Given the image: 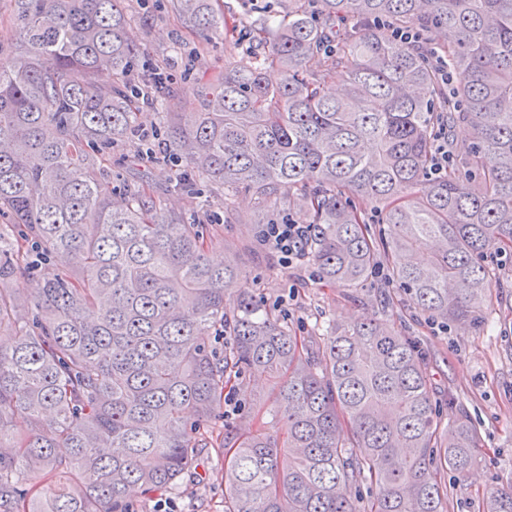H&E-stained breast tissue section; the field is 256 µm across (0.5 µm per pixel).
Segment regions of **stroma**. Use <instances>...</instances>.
Wrapping results in <instances>:
<instances>
[{
  "instance_id": "stroma-1",
  "label": "stroma",
  "mask_w": 512,
  "mask_h": 512,
  "mask_svg": "<svg viewBox=\"0 0 512 512\" xmlns=\"http://www.w3.org/2000/svg\"><path fill=\"white\" fill-rule=\"evenodd\" d=\"M232 37L223 43H204L202 35L185 29L172 0H126L131 32L144 49L131 78L141 81L161 64L177 74L171 84L181 112L190 111L186 93L194 83L212 82L225 64L254 52L249 34L259 9L254 0H220ZM159 197L160 215L176 210L190 216L200 204L217 214L219 241L207 256L212 263L234 257L249 271L253 293L266 309L279 315L297 335L323 332L338 323L377 316L389 327L419 345L432 378L433 400L442 424L465 415L475 425L479 462L465 479L446 476L449 512H482L486 490L512 486V260L498 256V283L479 326L441 325L414 303L410 295L389 284L387 275H372L354 288L322 283L311 259L285 268L263 244V225L289 218L305 224L309 214L299 203L273 208L242 190L225 198L223 189L200 187L198 193L170 191L161 169L151 174ZM139 512H224V466L210 452L205 479L163 499L131 496Z\"/></svg>"
}]
</instances>
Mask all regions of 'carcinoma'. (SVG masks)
<instances>
[{
  "label": "carcinoma",
  "mask_w": 512,
  "mask_h": 512,
  "mask_svg": "<svg viewBox=\"0 0 512 512\" xmlns=\"http://www.w3.org/2000/svg\"><path fill=\"white\" fill-rule=\"evenodd\" d=\"M9 2L21 51L0 47V512H138L129 487L166 495L213 446L225 512H448L444 473L466 476L478 436L465 417L440 427L408 338L375 317L297 336L240 263L206 260L210 218L158 221L146 189L105 187V154L139 133L142 97L122 77L142 48L124 0ZM173 7L224 39L214 0ZM375 18L424 29L457 75L450 90L427 49L383 38ZM254 37L260 56L191 87L195 111L164 113L163 141L185 161L173 186L245 187L273 205L300 190L324 283L357 286L384 255L433 317L482 322L488 258L512 251V0H288ZM266 63L283 67L279 84ZM335 70L339 97L323 89ZM105 71L120 81L98 82ZM148 80L165 104V70ZM445 117L472 150L430 181ZM51 258L61 267L38 295L6 287ZM218 322L231 329L221 351L205 340ZM255 372L274 394L267 424L207 435L213 404ZM484 512H512V488L489 490Z\"/></svg>",
  "instance_id": "obj_1"
}]
</instances>
